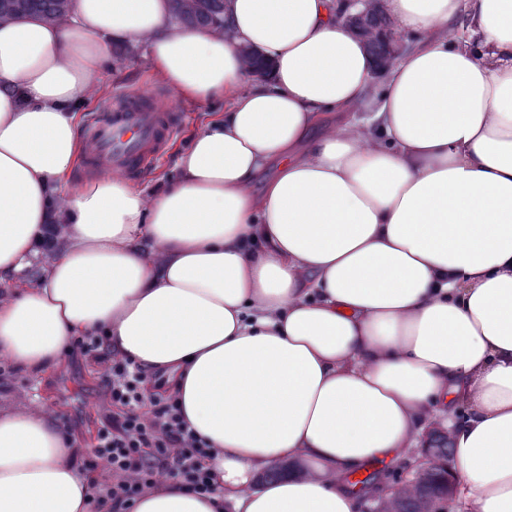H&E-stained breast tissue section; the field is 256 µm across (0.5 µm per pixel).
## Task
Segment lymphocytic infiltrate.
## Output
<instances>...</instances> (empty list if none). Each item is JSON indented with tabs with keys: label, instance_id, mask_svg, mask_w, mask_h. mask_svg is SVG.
Listing matches in <instances>:
<instances>
[{
	"label": "lymphocytic infiltrate",
	"instance_id": "f902f5d3",
	"mask_svg": "<svg viewBox=\"0 0 512 512\" xmlns=\"http://www.w3.org/2000/svg\"><path fill=\"white\" fill-rule=\"evenodd\" d=\"M75 347L103 367L116 408L103 420L94 448L80 458L84 469L102 468L111 475L103 493L115 501L132 500L163 477L180 481L199 495L212 493V477L201 464L209 450L188 429L176 399L162 396L144 405L139 371L128 361L112 358L105 336L80 337Z\"/></svg>",
	"mask_w": 512,
	"mask_h": 512
}]
</instances>
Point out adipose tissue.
I'll return each mask as SVG.
<instances>
[{
  "label": "adipose tissue",
  "instance_id": "1",
  "mask_svg": "<svg viewBox=\"0 0 512 512\" xmlns=\"http://www.w3.org/2000/svg\"><path fill=\"white\" fill-rule=\"evenodd\" d=\"M383 8L422 39L382 68L343 0H227L220 27L168 0L0 18V360L41 374L103 332L144 396L164 376L216 485L95 498L56 412L13 396L0 512H359L348 475L435 430L460 512H512V0ZM116 43L224 103L149 191L69 185Z\"/></svg>",
  "mask_w": 512,
  "mask_h": 512
}]
</instances>
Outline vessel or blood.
I'll list each match as a JSON object with an SVG mask.
<instances>
[{
    "mask_svg": "<svg viewBox=\"0 0 512 512\" xmlns=\"http://www.w3.org/2000/svg\"><path fill=\"white\" fill-rule=\"evenodd\" d=\"M178 115L157 100L126 95L97 114L87 129L93 152L82 159L86 171L112 168L137 176L152 168L173 134Z\"/></svg>",
    "mask_w": 512,
    "mask_h": 512,
    "instance_id": "1",
    "label": "vessel or blood"
}]
</instances>
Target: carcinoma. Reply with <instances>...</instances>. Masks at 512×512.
Listing matches in <instances>:
<instances>
[{
	"label": "carcinoma",
	"mask_w": 512,
	"mask_h": 512,
	"mask_svg": "<svg viewBox=\"0 0 512 512\" xmlns=\"http://www.w3.org/2000/svg\"><path fill=\"white\" fill-rule=\"evenodd\" d=\"M225 0H174L173 17L182 24L212 25L224 24ZM70 0H0V17L37 16L54 21L67 12ZM388 26L386 16L372 14L365 18L364 32L372 35L368 45L374 57L383 53L384 44L380 40ZM452 448L448 434L433 432L428 441L427 452L414 460L418 467L427 471L426 479L408 488L396 512H422L426 504L433 502L437 512H449L448 500V461Z\"/></svg>",
	"instance_id": "obj_1"
}]
</instances>
